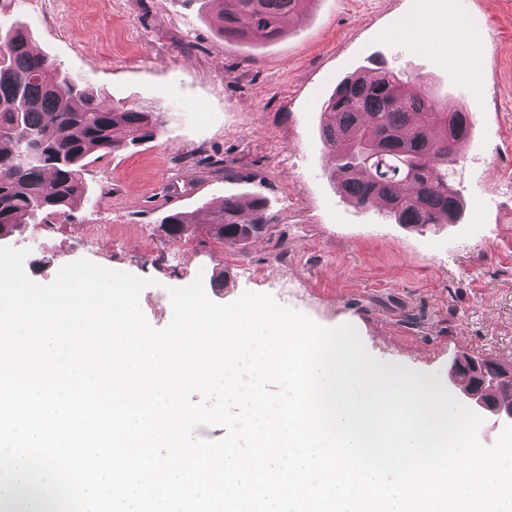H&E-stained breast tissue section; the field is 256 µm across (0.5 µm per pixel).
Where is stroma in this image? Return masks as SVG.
<instances>
[{"label":"stroma","instance_id":"35a3bbf8","mask_svg":"<svg viewBox=\"0 0 512 512\" xmlns=\"http://www.w3.org/2000/svg\"><path fill=\"white\" fill-rule=\"evenodd\" d=\"M459 22L464 52L440 50ZM0 26L166 118L154 139L91 155L79 204L5 239L34 282L87 259L152 279L140 307L158 329L170 289L199 278L216 303L270 295L443 380L460 353L512 361V0H312L266 43L224 39L211 0H0ZM374 57L465 110L471 134L450 168L458 223L409 228L336 191L324 103ZM231 194L261 195L271 218L244 246L207 233V210ZM174 212L196 220L179 238L162 222Z\"/></svg>","mask_w":512,"mask_h":512}]
</instances>
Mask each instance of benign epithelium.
Returning a JSON list of instances; mask_svg holds the SVG:
<instances>
[{
    "instance_id": "7a95c632",
    "label": "benign epithelium",
    "mask_w": 512,
    "mask_h": 512,
    "mask_svg": "<svg viewBox=\"0 0 512 512\" xmlns=\"http://www.w3.org/2000/svg\"><path fill=\"white\" fill-rule=\"evenodd\" d=\"M448 380L474 412L480 415L491 412L497 422L505 426L512 424V392L494 403L486 391L487 386L496 384L512 388L511 361L475 359L461 353L450 364Z\"/></svg>"
}]
</instances>
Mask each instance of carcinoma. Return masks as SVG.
<instances>
[{
	"mask_svg": "<svg viewBox=\"0 0 512 512\" xmlns=\"http://www.w3.org/2000/svg\"><path fill=\"white\" fill-rule=\"evenodd\" d=\"M224 38H277L311 0H217ZM407 80L372 61L364 73L340 81L325 102L322 138L328 171L356 207L375 208L397 224H454L463 206L448 182L455 146L469 132L466 113L449 100L408 93ZM164 116L136 103L113 102L101 92L56 71L34 50L26 32L0 28V238L19 224H37L79 202L87 158L151 140ZM224 197L210 213L208 234L242 245L264 234L270 218L265 198ZM194 220L164 218L173 237Z\"/></svg>",
	"mask_w": 512,
	"mask_h": 512,
	"instance_id": "carcinoma-1",
	"label": "carcinoma"
}]
</instances>
